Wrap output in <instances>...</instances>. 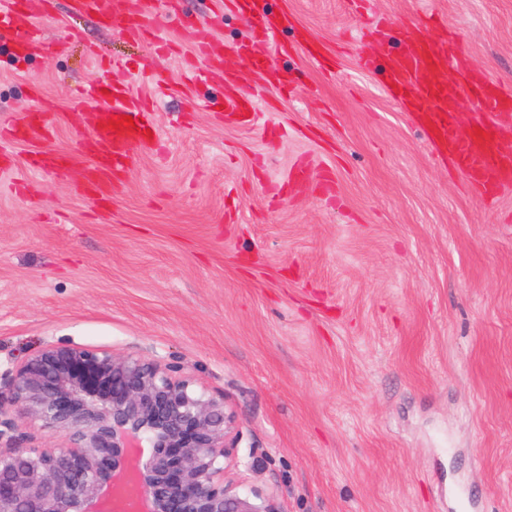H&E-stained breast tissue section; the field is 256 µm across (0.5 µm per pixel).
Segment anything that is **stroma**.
I'll return each mask as SVG.
<instances>
[{
    "label": "stroma",
    "mask_w": 512,
    "mask_h": 512,
    "mask_svg": "<svg viewBox=\"0 0 512 512\" xmlns=\"http://www.w3.org/2000/svg\"><path fill=\"white\" fill-rule=\"evenodd\" d=\"M47 2L46 51L21 61L0 37V131L52 114L0 171V367L59 342L181 362L226 396L238 474L282 512H458L452 481L512 512V189L469 185L384 90L375 54L433 11L512 90V0H271L294 21L276 37L293 52L274 58L289 94L260 70L226 83L254 38L232 0H173L167 51ZM366 11L380 27L363 41ZM199 40L223 56L187 82ZM107 76L152 100L156 141L98 202L80 191L78 90ZM236 90L259 98L255 126L205 110ZM46 149L79 162L33 171ZM300 164L335 193L296 182Z\"/></svg>",
    "instance_id": "35a3bbf8"
}]
</instances>
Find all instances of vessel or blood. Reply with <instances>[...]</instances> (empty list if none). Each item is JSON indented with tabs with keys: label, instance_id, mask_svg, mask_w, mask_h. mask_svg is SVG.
Masks as SVG:
<instances>
[{
	"label": "vessel or blood",
	"instance_id": "vessel-or-blood-1",
	"mask_svg": "<svg viewBox=\"0 0 512 512\" xmlns=\"http://www.w3.org/2000/svg\"><path fill=\"white\" fill-rule=\"evenodd\" d=\"M147 10L133 14L124 0H71L73 10L97 16L104 24L119 26L133 36L151 39L166 46L164 31L152 18L168 0H144ZM247 22L263 37H271L288 24V16L269 8L268 0H235ZM9 28L13 42L24 52L40 50L43 29L30 0H0V28ZM446 22L417 20L400 46L389 49L385 57L383 83L389 95L401 98L408 112L415 115L433 147L445 153L468 182L488 196L512 185V151L497 141V119L512 114V94L468 66L455 43L446 34ZM244 67H266L274 82L287 83L285 74L273 70L263 49L240 52ZM455 61V74H448V61ZM83 104L92 115L94 133L84 144L99 171L87 189L90 196H109L115 191L116 174L132 163L135 147L148 143V125L142 114L146 107L130 83L109 79L83 88ZM259 105L255 95L230 94L224 98L225 122L248 127L254 124ZM129 116L132 128L118 133L111 122ZM49 115L37 109L25 115L8 134L0 135V169L8 167L14 142L23 136L43 135ZM77 162L75 156L45 152L34 163L36 169L64 172Z\"/></svg>",
	"mask_w": 512,
	"mask_h": 512
}]
</instances>
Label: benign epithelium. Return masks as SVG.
I'll return each mask as SVG.
<instances>
[{
	"label": "benign epithelium",
	"mask_w": 512,
	"mask_h": 512,
	"mask_svg": "<svg viewBox=\"0 0 512 512\" xmlns=\"http://www.w3.org/2000/svg\"><path fill=\"white\" fill-rule=\"evenodd\" d=\"M20 416L56 447L24 446L0 402V512H280L245 484L223 395L181 364L52 343L0 372Z\"/></svg>",
	"instance_id": "1"
}]
</instances>
